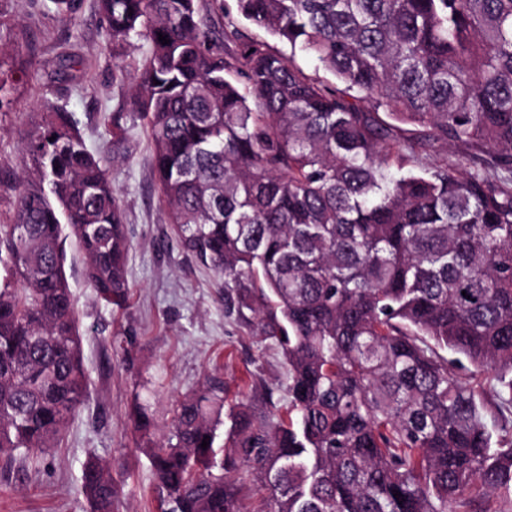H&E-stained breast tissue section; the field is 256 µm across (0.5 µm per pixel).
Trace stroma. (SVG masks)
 Returning <instances> with one entry per match:
<instances>
[{
  "label": "stroma",
  "instance_id": "obj_1",
  "mask_svg": "<svg viewBox=\"0 0 512 512\" xmlns=\"http://www.w3.org/2000/svg\"><path fill=\"white\" fill-rule=\"evenodd\" d=\"M115 62L98 0H80L74 19L52 0H0V220L14 211L23 143L30 122L54 103L72 112L87 149L98 156L125 213L132 285L126 304L100 299L81 261L67 268L83 336L88 390L55 447L0 458V512H89L80 494L89 459L112 469L116 512H156L157 480L137 445L129 412L148 406L159 430L172 406L221 369L231 392L256 406L287 407V370L270 342L224 312L215 274L182 250L159 200L145 122L123 110L127 88L113 78ZM121 112L122 139L112 136ZM129 352L112 351L113 337Z\"/></svg>",
  "mask_w": 512,
  "mask_h": 512
}]
</instances>
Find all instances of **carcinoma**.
I'll return each instance as SVG.
<instances>
[{"mask_svg":"<svg viewBox=\"0 0 512 512\" xmlns=\"http://www.w3.org/2000/svg\"><path fill=\"white\" fill-rule=\"evenodd\" d=\"M98 3L115 80L131 39L150 43L126 105L149 129L181 246L288 370L286 417L227 404L218 374L176 403L166 434L136 404L158 512H242L244 472L269 512H502L512 0H236L333 86L243 38L224 0ZM456 143L487 158L412 168ZM23 152L0 222V455L52 447L86 397L68 236L102 299L120 305L131 288L122 205L72 116L41 113ZM82 492L91 512H113L105 464L88 461Z\"/></svg>","mask_w":512,"mask_h":512,"instance_id":"cac0c4a2","label":"carcinoma"}]
</instances>
